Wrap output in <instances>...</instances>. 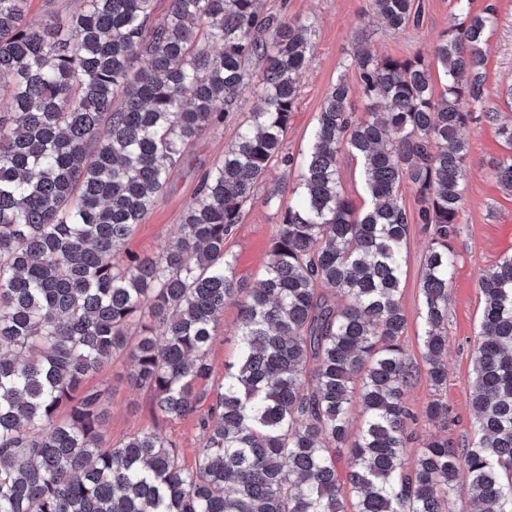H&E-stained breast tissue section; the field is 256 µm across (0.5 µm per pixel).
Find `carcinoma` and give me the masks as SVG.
<instances>
[{"label": "carcinoma", "instance_id": "1", "mask_svg": "<svg viewBox=\"0 0 512 512\" xmlns=\"http://www.w3.org/2000/svg\"><path fill=\"white\" fill-rule=\"evenodd\" d=\"M0 0V512H512V256L481 274L474 356L476 438L416 441V367L400 304L412 220L430 232L421 272L422 360L447 384L452 241L468 144L483 118L512 150V122L485 105L490 2L428 58L357 51L358 114L339 80L318 113L295 197L263 278L246 288L224 249L282 146L308 65L297 19L260 0H83L66 24ZM393 30L422 23L418 0H371ZM447 80L434 95V71ZM258 93L224 159L203 177L178 235L153 257L121 249L189 147ZM362 162L368 201L343 190ZM492 176L512 192V153ZM417 205L407 211L400 189ZM239 305L238 353L212 403L203 388L224 314ZM170 421L198 414L193 466L145 427L118 444L102 429L112 358ZM362 423L352 431L354 405ZM426 421L448 428V405ZM340 177L346 194L352 197L359 205L364 200L367 201L359 161L350 156L343 157L340 164Z\"/></svg>", "mask_w": 512, "mask_h": 512}]
</instances>
